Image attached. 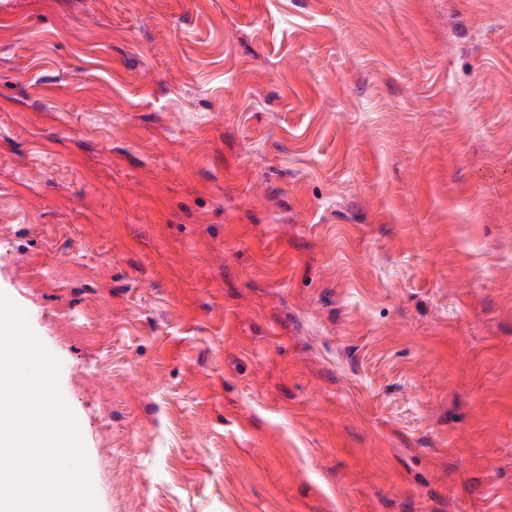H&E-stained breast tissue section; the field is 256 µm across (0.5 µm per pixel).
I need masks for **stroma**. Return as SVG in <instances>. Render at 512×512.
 Listing matches in <instances>:
<instances>
[{
	"label": "stroma",
	"mask_w": 512,
	"mask_h": 512,
	"mask_svg": "<svg viewBox=\"0 0 512 512\" xmlns=\"http://www.w3.org/2000/svg\"><path fill=\"white\" fill-rule=\"evenodd\" d=\"M0 295L97 512H512V0H0Z\"/></svg>",
	"instance_id": "obj_1"
}]
</instances>
